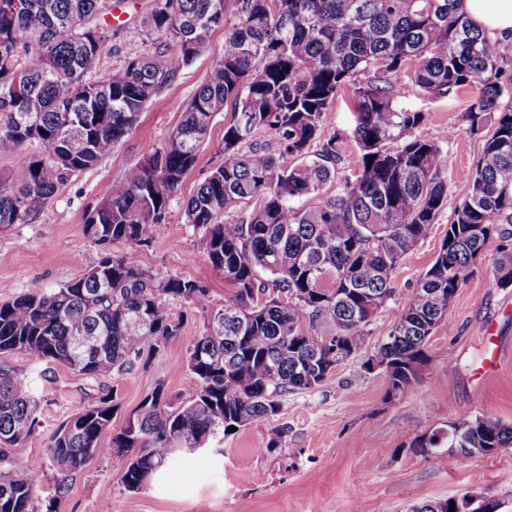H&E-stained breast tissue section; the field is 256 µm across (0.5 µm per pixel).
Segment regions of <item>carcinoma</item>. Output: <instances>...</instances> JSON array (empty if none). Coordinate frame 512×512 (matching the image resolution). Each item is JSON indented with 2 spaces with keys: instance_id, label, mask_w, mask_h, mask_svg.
<instances>
[{
  "instance_id": "cac0c4a2",
  "label": "carcinoma",
  "mask_w": 512,
  "mask_h": 512,
  "mask_svg": "<svg viewBox=\"0 0 512 512\" xmlns=\"http://www.w3.org/2000/svg\"><path fill=\"white\" fill-rule=\"evenodd\" d=\"M462 2L150 0L142 24L152 49L102 75L112 28L100 18L112 12V0H0V156L41 148L17 182L0 176V232L30 223L70 175L130 135L145 105L205 48L209 32L226 26L229 10L237 13L183 120L87 214L84 234L102 248L96 265L56 288L33 284L0 302L1 356L24 353L97 383L96 400L48 438L57 495L83 469L89 448L134 449L136 465L126 467L123 482L131 490L145 485L177 452L200 449L231 426L275 418L282 396L320 387L333 373L325 350L335 349L339 362L365 348L367 326L391 297L396 266L428 237L448 200L439 141L415 134L424 113L398 106L407 93L399 72L411 62L412 82L433 96L474 90L463 115L470 131L497 114L438 253L363 363L367 372L382 367L389 396L418 380L427 340L477 258L492 238L512 237V111L499 108L501 44L469 19ZM349 85L357 98L352 135L360 165L339 193L326 196L339 140L329 132L331 106ZM227 106L233 116L219 145L224 162L184 210L197 250L233 290L215 308L206 283L155 278L112 245L154 239ZM263 130L277 135L276 151L257 142ZM316 141L322 148L313 152ZM301 196L319 202L293 206ZM251 201L247 221L224 219ZM494 278L497 287L512 288L511 249L500 252ZM170 298L204 315L203 333L186 337L189 383L173 397L158 383L103 448L116 408L103 378L134 370L182 335L183 319L165 308ZM324 325L335 331L323 334ZM34 426V387L1 360L0 512H35L41 478L14 472L11 449ZM511 447L512 426L486 414L410 442L414 453L447 464L459 461L450 448L484 455ZM468 496L413 512H449Z\"/></svg>"
}]
</instances>
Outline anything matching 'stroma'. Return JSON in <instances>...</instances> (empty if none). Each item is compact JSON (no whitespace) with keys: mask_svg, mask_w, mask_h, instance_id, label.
Listing matches in <instances>:
<instances>
[{"mask_svg":"<svg viewBox=\"0 0 512 512\" xmlns=\"http://www.w3.org/2000/svg\"><path fill=\"white\" fill-rule=\"evenodd\" d=\"M146 10V0H127L118 8L112 21V52L104 57L103 70L150 49L142 28ZM224 35L221 28L209 33L205 49L149 101L133 132L107 156L70 176L31 223L0 233V301L12 299L35 282L58 287L96 264L100 248L85 236L83 224L101 188L122 180L147 150L164 143L182 119V105L191 100L212 68ZM471 98L468 88L436 98L409 86L403 107L425 115L418 135L442 141L440 176L448 184V202L428 237L400 261L393 278L394 294L368 325L370 339L364 352L339 365L316 390L284 396L277 418L241 428L220 441L218 449L179 453L138 491L126 489L122 481L125 457L105 451L88 459L69 478L67 493L59 497L46 451L48 436L91 402L96 388L61 365L55 366L52 381L41 380L43 361L26 354L9 355L7 361L16 375L32 379L42 400L39 427L13 453L17 470L42 477L37 512H409L412 505L455 498L471 489L511 505L512 447L451 465L407 448L412 438L463 417L491 414L512 426V288L496 287L493 278L501 239L486 247L473 274L449 303L427 343L429 361L417 381L392 398L384 374L362 368L430 267L469 174L494 130L489 124L479 133L469 132L462 116ZM355 108L352 89L337 95L331 123L340 140L336 174L324 188L328 195L341 191L359 167L360 151L352 137ZM231 117L228 109L215 116L209 144L201 147L150 244L113 247L154 277L177 274L204 281L214 307L222 306L232 290L223 271L197 250L184 208L222 163L217 146ZM168 307L183 316L184 333L167 341L144 366L112 375L109 383L119 406L110 431L101 437L105 448L156 384H164L167 394L174 396L188 382L183 365L185 339L202 332L203 315L181 301H169ZM278 427L285 430L281 448L267 451L270 435Z\"/></svg>","mask_w":512,"mask_h":512,"instance_id":"35a3bbf8","label":"stroma"}]
</instances>
